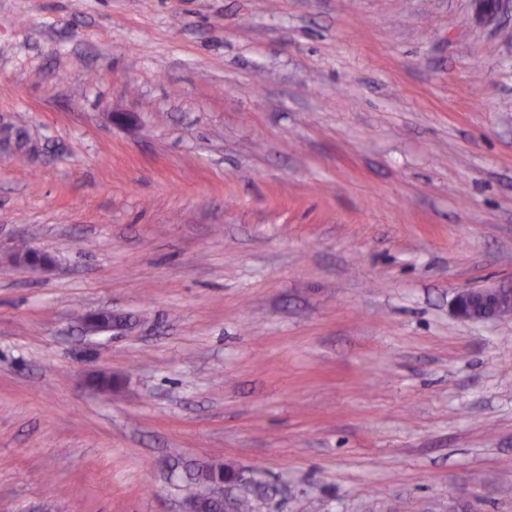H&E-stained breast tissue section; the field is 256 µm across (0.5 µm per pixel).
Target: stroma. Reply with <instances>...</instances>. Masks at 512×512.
Segmentation results:
<instances>
[{"label":"stroma","mask_w":512,"mask_h":512,"mask_svg":"<svg viewBox=\"0 0 512 512\" xmlns=\"http://www.w3.org/2000/svg\"><path fill=\"white\" fill-rule=\"evenodd\" d=\"M4 127L0 512H512V9L0 0ZM473 2L477 20L484 23L494 22L499 14L509 7V1L506 0H473ZM455 314L465 320L486 321L512 314V289L469 288L457 293Z\"/></svg>","instance_id":"obj_1"}]
</instances>
